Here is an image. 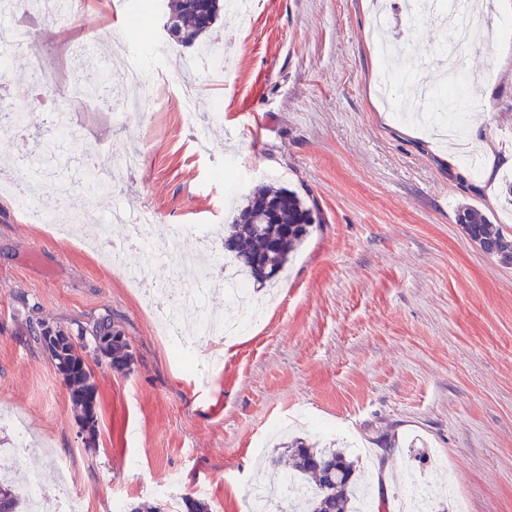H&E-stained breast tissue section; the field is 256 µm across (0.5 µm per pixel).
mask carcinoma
<instances>
[{
	"label": "carcinoma",
	"mask_w": 512,
	"mask_h": 512,
	"mask_svg": "<svg viewBox=\"0 0 512 512\" xmlns=\"http://www.w3.org/2000/svg\"><path fill=\"white\" fill-rule=\"evenodd\" d=\"M166 26L171 39L192 46L205 38L224 10L223 0H167ZM321 223L316 204L296 192L271 185H257L224 229V250L248 276L254 288L273 285L290 255ZM457 224L479 247L502 265H512V236L490 217L472 207L458 209ZM47 322L32 315L26 344L47 355L68 390L71 410L80 424L84 448L96 447L98 426L97 386L92 364L106 362L113 372L128 375L134 354L122 324L105 316L72 331L55 327L48 337ZM287 474L297 478L309 493L305 512H357L355 491L359 484L354 463L346 453L329 445L314 448L295 439L282 446ZM18 485L0 480V512H22ZM126 512H170L169 504L143 500L127 505ZM179 512H211L203 498L182 496Z\"/></svg>",
	"instance_id": "obj_1"
}]
</instances>
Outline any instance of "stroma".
Segmentation results:
<instances>
[{
    "mask_svg": "<svg viewBox=\"0 0 512 512\" xmlns=\"http://www.w3.org/2000/svg\"><path fill=\"white\" fill-rule=\"evenodd\" d=\"M134 2L94 0L72 26L46 31L39 48L50 55L92 32L124 42L109 57L82 50L64 71L91 79L105 64L139 66L153 92L145 115L116 127L68 97L59 102L70 129L62 136L34 98L30 126L0 138L1 159L62 151L72 179L93 154L143 156L118 194L92 196L71 238L26 222L0 193V413L22 411L51 445L23 470L54 458L68 465L65 481L42 484V497L72 490L88 512H113V489L127 503L156 500L173 477L180 493L202 491L213 512H248L276 454L273 437L286 429L311 444L354 438L369 448L373 512H396L405 482L438 489L452 478L455 497L437 499L433 512H457L461 500L468 512H512V266L486 255L456 218L468 205L512 229L502 193L512 165L486 169L488 153L512 158V35L497 26L512 0H480L486 35L459 61L479 80L475 111L447 142L375 93V44L403 26L398 0H385L378 29L370 0H262L245 29L221 16L208 37L234 47L235 66L224 78L200 74L192 118L172 82L183 48L167 33L164 5L133 28ZM452 41V30L422 22L397 71L440 87L436 50ZM227 170L244 180L236 198L270 183L315 200L322 222L292 255L261 323L233 344L200 345L215 359L197 377L88 242L116 200L131 214L154 210L157 236L174 224L222 229L232 214L217 175ZM29 304L63 326L109 314L126 327L132 373L94 369L96 449L83 448L48 357L25 343Z\"/></svg>",
    "mask_w": 512,
    "mask_h": 512,
    "instance_id": "1",
    "label": "stroma"
}]
</instances>
